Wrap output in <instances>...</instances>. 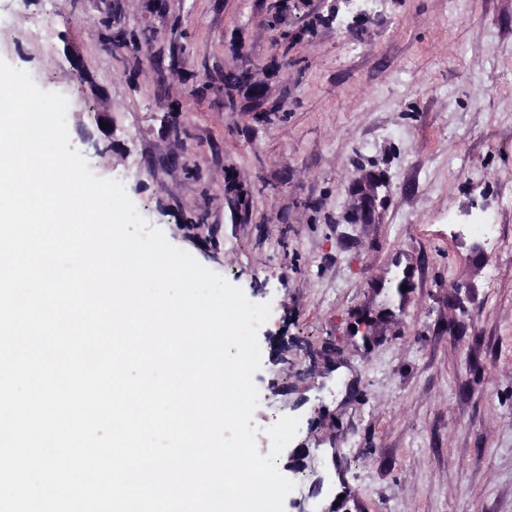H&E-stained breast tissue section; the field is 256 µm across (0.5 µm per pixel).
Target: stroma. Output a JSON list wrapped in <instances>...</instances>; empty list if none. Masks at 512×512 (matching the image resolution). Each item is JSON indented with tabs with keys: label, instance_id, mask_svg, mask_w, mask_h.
Returning <instances> with one entry per match:
<instances>
[{
	"label": "stroma",
	"instance_id": "obj_1",
	"mask_svg": "<svg viewBox=\"0 0 512 512\" xmlns=\"http://www.w3.org/2000/svg\"><path fill=\"white\" fill-rule=\"evenodd\" d=\"M0 59L270 304L253 423L265 454L299 420L284 512H512V0H0ZM333 470L344 498L313 494Z\"/></svg>",
	"mask_w": 512,
	"mask_h": 512
}]
</instances>
